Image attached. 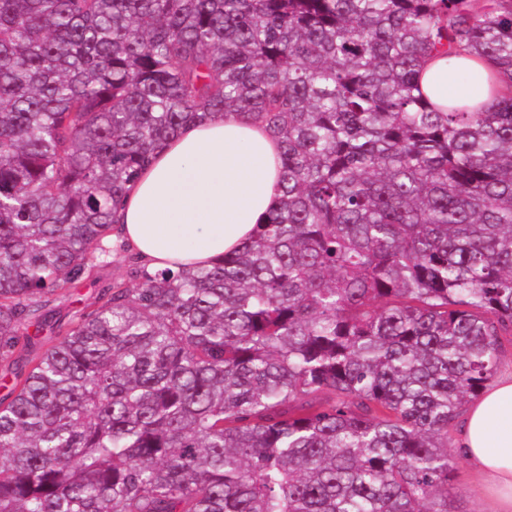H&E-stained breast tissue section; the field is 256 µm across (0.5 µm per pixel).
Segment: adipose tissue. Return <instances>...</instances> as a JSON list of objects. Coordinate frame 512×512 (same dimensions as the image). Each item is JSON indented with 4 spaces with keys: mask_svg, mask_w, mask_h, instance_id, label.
I'll return each instance as SVG.
<instances>
[{
    "mask_svg": "<svg viewBox=\"0 0 512 512\" xmlns=\"http://www.w3.org/2000/svg\"><path fill=\"white\" fill-rule=\"evenodd\" d=\"M469 69L487 99L484 63L430 60L421 85L448 101L449 68ZM280 148L255 121L228 112L188 124L130 186L118 238L148 272L209 267L237 249L280 206ZM487 512H512V371L473 400L454 430Z\"/></svg>",
    "mask_w": 512,
    "mask_h": 512,
    "instance_id": "ef3b65f1",
    "label": "adipose tissue"
}]
</instances>
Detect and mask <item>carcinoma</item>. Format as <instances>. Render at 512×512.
<instances>
[{
  "label": "carcinoma",
  "mask_w": 512,
  "mask_h": 512,
  "mask_svg": "<svg viewBox=\"0 0 512 512\" xmlns=\"http://www.w3.org/2000/svg\"><path fill=\"white\" fill-rule=\"evenodd\" d=\"M459 56L490 99L455 69L440 112L420 67ZM226 112L279 142L280 207L13 373L0 512H450V428L512 335V0H0V361Z\"/></svg>",
  "instance_id": "1"
}]
</instances>
